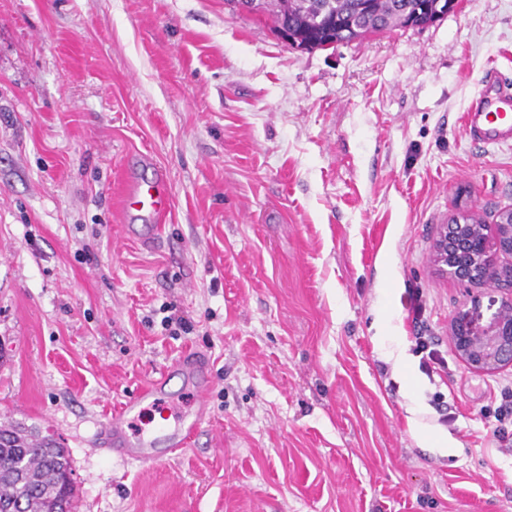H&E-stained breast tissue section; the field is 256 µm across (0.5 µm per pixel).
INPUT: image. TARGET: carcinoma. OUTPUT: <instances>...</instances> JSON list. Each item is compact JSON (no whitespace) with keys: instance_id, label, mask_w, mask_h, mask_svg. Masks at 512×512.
Masks as SVG:
<instances>
[{"instance_id":"1","label":"carcinoma","mask_w":512,"mask_h":512,"mask_svg":"<svg viewBox=\"0 0 512 512\" xmlns=\"http://www.w3.org/2000/svg\"><path fill=\"white\" fill-rule=\"evenodd\" d=\"M241 0V9L288 28L292 47L349 44L371 35L407 27L409 4L418 0ZM67 451L54 436L20 423L0 427V512H72L75 483Z\"/></svg>"}]
</instances>
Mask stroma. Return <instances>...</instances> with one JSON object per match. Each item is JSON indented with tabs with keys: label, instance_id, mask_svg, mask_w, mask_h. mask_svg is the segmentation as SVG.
<instances>
[{
	"label": "stroma",
	"instance_id": "1",
	"mask_svg": "<svg viewBox=\"0 0 512 512\" xmlns=\"http://www.w3.org/2000/svg\"><path fill=\"white\" fill-rule=\"evenodd\" d=\"M495 82L512 0L312 52L224 0H0V422L55 433L77 512H512V366L473 370L449 336L512 288L432 264L452 214L512 207V147L463 120ZM157 170L149 248L119 187ZM414 291L445 376L420 367ZM191 348L193 441L158 463L100 449L97 421Z\"/></svg>",
	"mask_w": 512,
	"mask_h": 512
}]
</instances>
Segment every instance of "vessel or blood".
<instances>
[{"mask_svg": "<svg viewBox=\"0 0 512 512\" xmlns=\"http://www.w3.org/2000/svg\"><path fill=\"white\" fill-rule=\"evenodd\" d=\"M477 102L465 113L464 123L470 139L485 146H503L512 143V90L497 89L488 94L484 88L476 90ZM121 206L123 215L145 213L152 216L149 224H129V236L148 245L158 238L164 220L171 211V199L162 174L148 180L125 181ZM163 379L153 380L147 387L134 393L123 403L111 419L99 430L101 446L114 457L126 462L153 463L158 459L154 448L158 440H167L172 450H179L197 433L209 418L206 392H199L198 405L190 413H172L164 405H157L156 433L149 437L129 434L128 428L139 418L146 401L154 398L163 386Z\"/></svg>", "mask_w": 512, "mask_h": 512, "instance_id": "b4317fda", "label": "vessel or blood"}]
</instances>
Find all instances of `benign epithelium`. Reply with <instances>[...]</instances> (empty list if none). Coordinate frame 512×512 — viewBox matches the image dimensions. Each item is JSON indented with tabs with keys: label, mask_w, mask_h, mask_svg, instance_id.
I'll return each instance as SVG.
<instances>
[{
	"label": "benign epithelium",
	"mask_w": 512,
	"mask_h": 512,
	"mask_svg": "<svg viewBox=\"0 0 512 512\" xmlns=\"http://www.w3.org/2000/svg\"><path fill=\"white\" fill-rule=\"evenodd\" d=\"M408 27L421 28L430 18L429 9L411 7ZM512 210L494 224H485L476 213L452 215L439 225L433 258L438 270L467 283L507 281L512 283ZM456 351L478 370L512 365V300L501 302L499 311L487 322L480 314L463 310L451 323Z\"/></svg>",
	"instance_id": "1"
}]
</instances>
